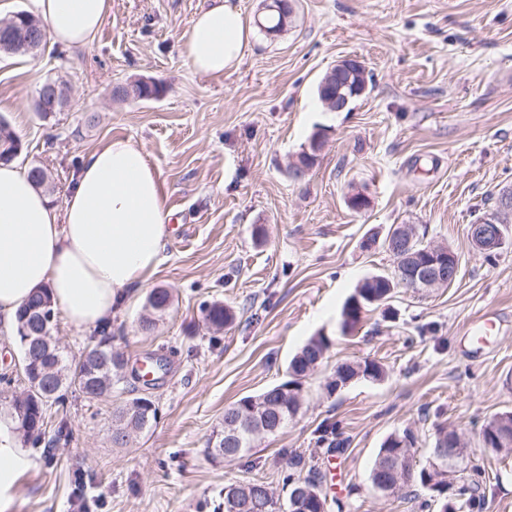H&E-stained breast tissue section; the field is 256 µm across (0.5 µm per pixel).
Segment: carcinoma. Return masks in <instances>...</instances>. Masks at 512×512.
<instances>
[{
    "label": "carcinoma",
    "mask_w": 512,
    "mask_h": 512,
    "mask_svg": "<svg viewBox=\"0 0 512 512\" xmlns=\"http://www.w3.org/2000/svg\"><path fill=\"white\" fill-rule=\"evenodd\" d=\"M325 87H317L319 99L328 98L336 92L343 94L357 92L360 98L363 87L358 85V77H348L336 72L324 75ZM135 96L145 100L157 97L162 85H153L137 79L128 82ZM21 148V143L11 130L8 122L0 120V160L8 162ZM397 271L386 275H376L364 280L355 289L342 309V331L354 330L361 321L364 311L377 308L392 297L393 290L400 287L396 281ZM50 299L45 289L35 291L19 309L15 319V336H24L23 330L30 325L27 319L29 310ZM147 306L154 312L163 314L171 305V295L164 288L151 290L146 299ZM235 313L230 306L214 302L204 309L205 323L219 332L231 325ZM112 338L110 323L96 330L88 345L90 349L85 361H71L58 349L50 356H36L22 361V373L27 381V398L24 405L12 407L18 422L21 443L36 447L42 444L48 434V412L54 408H64L68 394L79 392L88 399H98L112 395V388L125 378L127 362L123 353L109 345ZM331 345L329 337L317 334L307 340L292 357L288 365V379L268 387L258 393L240 398L224 408V423L216 431V442L220 450L213 455L226 461L246 456L254 447L255 439L262 435L279 433L298 413L301 405L303 380L312 374L325 359ZM385 371L381 364L373 360L355 363H342L336 367L334 378L327 384L330 394L338 386H347L356 380H380ZM157 420L155 402L148 396L134 397L113 411L112 443L123 446L130 434L149 429ZM512 423V414L503 413L481 428V439L489 445L494 438V424ZM54 438L49 443L69 441L72 428L66 417L56 420ZM415 436L405 430L389 435L376 454L371 473V484L376 490L381 485L394 481L386 463L392 458L411 457ZM289 471L282 478V484L289 488L288 497L281 499L268 483L260 480L230 484L224 487L223 512H326V496L321 490L320 472L306 469L302 456L294 454L289 458ZM308 473H303V470ZM481 475L475 471L459 475L448 483V471L432 472L422 466L413 471L406 480L388 490L395 494L405 487L419 486L431 492L432 502H424L423 507L431 508L433 503L440 505V512H483L485 496L481 493Z\"/></svg>",
    "instance_id": "carcinoma-1"
}]
</instances>
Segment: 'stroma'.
<instances>
[{
  "mask_svg": "<svg viewBox=\"0 0 512 512\" xmlns=\"http://www.w3.org/2000/svg\"><path fill=\"white\" fill-rule=\"evenodd\" d=\"M253 25L251 48L221 76L194 72L184 43L206 0H109L93 43L35 54L0 52V116L15 125L16 160L49 175L62 203L82 158L109 140L135 142L160 173L171 212L165 259L150 280L172 305L150 332L146 292L109 320L129 364L163 356L151 389L127 378L111 396H68L71 441L33 449L11 512H214L224 486L260 478L281 490L289 454L320 470L327 512H422L429 491L384 495L369 480L381 443L406 430L426 464L435 431L457 430L464 466L481 472L486 512H512V450L484 446L482 425L512 412V248L488 259L468 229L512 187V0H296L284 28L259 23L270 0H230ZM363 62L373 87L349 110L319 100L321 77L345 58ZM161 82L155 99H115L131 79ZM65 89L64 108L40 118L41 85ZM326 141L304 180L289 165L317 130ZM369 206L354 212L353 193ZM395 224L460 258L456 281L424 293L398 288L385 310L341 333L346 299L366 277L387 274L366 233ZM232 306L235 322L209 331L203 308ZM482 344L470 332L485 319ZM330 336L298 414L258 438L244 458L208 452L224 409L286 378L311 337ZM382 364V380L336 393L327 383L346 361ZM150 391L160 417L127 445L112 444V411ZM338 424L346 445L317 439Z\"/></svg>",
  "mask_w": 512,
  "mask_h": 512,
  "instance_id": "obj_1",
  "label": "stroma"
}]
</instances>
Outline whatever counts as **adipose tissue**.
<instances>
[{
  "mask_svg": "<svg viewBox=\"0 0 512 512\" xmlns=\"http://www.w3.org/2000/svg\"><path fill=\"white\" fill-rule=\"evenodd\" d=\"M34 5L53 44L83 48L102 26L108 0ZM249 45L240 10L228 0H209L193 21L185 56L196 72L220 76L237 68ZM170 219L160 174L131 141L113 140L88 153L59 205L26 170L0 162V317L14 318L46 287L71 323L101 324L157 272ZM29 454L0 423V512H9Z\"/></svg>",
  "mask_w": 512,
  "mask_h": 512,
  "instance_id": "obj_1",
  "label": "adipose tissue"
}]
</instances>
